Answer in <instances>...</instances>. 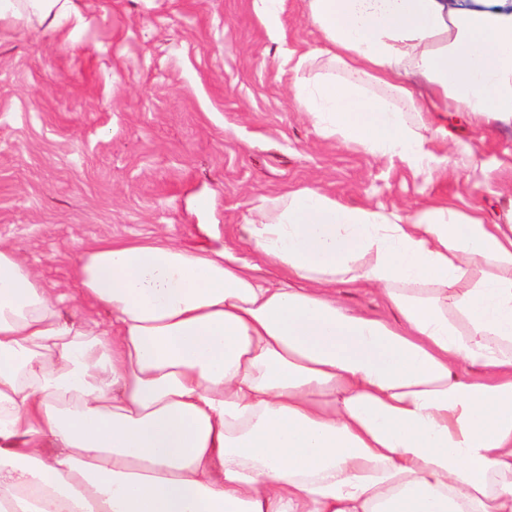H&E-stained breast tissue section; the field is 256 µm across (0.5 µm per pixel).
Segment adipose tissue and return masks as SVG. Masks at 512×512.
I'll return each instance as SVG.
<instances>
[{"label":"adipose tissue","instance_id":"1","mask_svg":"<svg viewBox=\"0 0 512 512\" xmlns=\"http://www.w3.org/2000/svg\"><path fill=\"white\" fill-rule=\"evenodd\" d=\"M307 5L323 46L287 64L318 136L479 188L471 151L425 131L436 112L512 123L506 0ZM319 59L341 76L308 75ZM242 230L82 248L104 325L0 243V512H512V211L307 186L247 201ZM336 292L340 299L347 305L364 310L371 314L388 316L378 294L368 290H355L345 285H337Z\"/></svg>","mask_w":512,"mask_h":512}]
</instances>
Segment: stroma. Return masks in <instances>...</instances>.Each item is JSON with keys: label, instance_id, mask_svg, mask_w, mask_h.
Returning <instances> with one entry per match:
<instances>
[{"label": "stroma", "instance_id": "1", "mask_svg": "<svg viewBox=\"0 0 512 512\" xmlns=\"http://www.w3.org/2000/svg\"><path fill=\"white\" fill-rule=\"evenodd\" d=\"M267 31L252 0H70L65 17L0 13V242L45 288L78 301L77 251L94 240L161 236L218 246L243 204L304 186L350 206L407 212L423 198L512 207V124L449 113L444 153L472 146L492 178L423 184L399 162L320 139L282 57L318 45L307 0H285ZM97 29V40L87 38Z\"/></svg>", "mask_w": 512, "mask_h": 512}]
</instances>
